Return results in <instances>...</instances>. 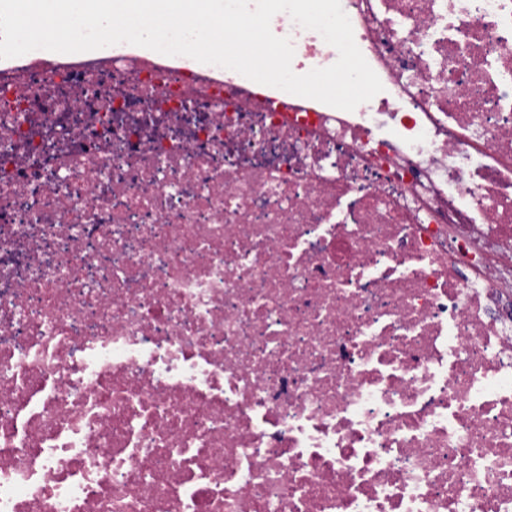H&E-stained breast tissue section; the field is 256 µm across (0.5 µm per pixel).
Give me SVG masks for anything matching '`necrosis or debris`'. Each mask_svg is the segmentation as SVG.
<instances>
[{"instance_id":"4bbe7bcc","label":"necrosis or debris","mask_w":512,"mask_h":512,"mask_svg":"<svg viewBox=\"0 0 512 512\" xmlns=\"http://www.w3.org/2000/svg\"><path fill=\"white\" fill-rule=\"evenodd\" d=\"M341 4L352 111L0 69V512H512V0Z\"/></svg>"}]
</instances>
